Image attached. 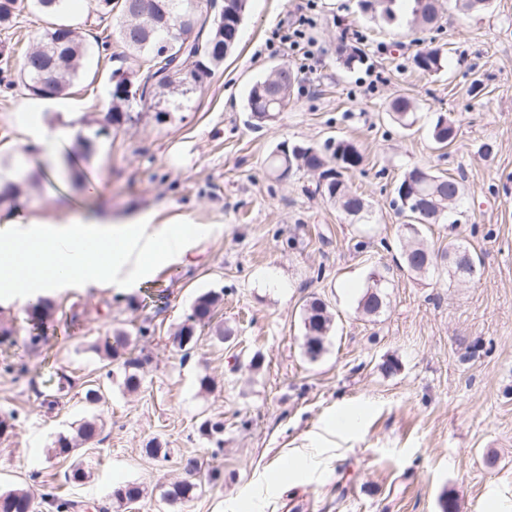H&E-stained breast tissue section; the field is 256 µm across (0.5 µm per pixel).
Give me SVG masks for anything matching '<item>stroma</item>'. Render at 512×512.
<instances>
[{"instance_id": "stroma-1", "label": "stroma", "mask_w": 512, "mask_h": 512, "mask_svg": "<svg viewBox=\"0 0 512 512\" xmlns=\"http://www.w3.org/2000/svg\"><path fill=\"white\" fill-rule=\"evenodd\" d=\"M92 7L73 0L69 20L107 47L90 48L82 77L61 98L18 83L48 18L22 0L15 25L0 31V172L27 161V180L15 203L0 204V222L111 225L147 214L223 231L139 288L50 296L38 330L30 306L0 300V418L13 426L0 437V491H28L40 512H56L53 498L73 501L72 512H238L245 496L256 512H442L448 496L457 512H512V0H493L480 15L443 0L438 28L425 32L380 25L361 0H248L238 46L201 91L163 119L153 100L130 101L134 120L102 136L112 71L140 76L146 65L114 37L115 20ZM290 29L313 41L312 55L280 41ZM356 42L366 63L349 70L340 49ZM427 46L447 53L438 74L412 67ZM283 64L296 75L290 103L252 124L250 88ZM399 95L415 105L409 131L388 114ZM441 114L458 133L438 150L429 128ZM42 126L73 130L51 163L33 144ZM329 137L364 154L348 182L369 202L370 223L316 192L313 172L267 173L278 143ZM67 162L83 184L100 181L101 193L59 179ZM414 167L464 180L458 224L428 225L423 236L431 248L458 241L479 255L467 282L449 285L443 267L420 277L400 265L393 189ZM374 272L386 279L387 305L367 318L357 306ZM209 290L220 296L214 317L183 353L175 336ZM315 298L333 326L312 361L302 315ZM119 331L131 340L127 356L144 363L133 392L121 361L95 350ZM389 358L400 364L390 375L381 369ZM96 384L106 395L91 407L85 392ZM360 408V430L328 431L332 415ZM91 413L102 422L98 435L73 456L55 455L59 435ZM207 419L223 422L219 440L200 436ZM314 440L320 463L297 466ZM156 444L166 458L148 455ZM190 461L203 474L220 467V479L203 481L192 500L166 501ZM78 462L88 475L76 483L67 475ZM125 484L140 486L141 497L117 501Z\"/></svg>"}]
</instances>
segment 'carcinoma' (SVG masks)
I'll return each instance as SVG.
<instances>
[{
	"mask_svg": "<svg viewBox=\"0 0 512 512\" xmlns=\"http://www.w3.org/2000/svg\"><path fill=\"white\" fill-rule=\"evenodd\" d=\"M190 2L195 11V26L207 30L200 38L195 30L188 28L184 37H177L178 20L176 6ZM110 7L100 17H110L118 12V38L128 50L146 57L148 68L142 81L149 85L148 96L162 99L176 90L187 95L202 90L204 78L224 62V57L238 43L246 0H224V9L213 15L202 12V0H108ZM31 6L38 12L58 19L44 32L37 48L27 53L19 71V80L32 95L42 96L38 83L42 80L51 87L50 97L67 93L83 74V59L88 45L72 25L61 21L70 9L71 0H31ZM365 10L385 25L399 20L402 0H363ZM18 0H0V29L8 30L15 24ZM410 24L426 28L439 20V0H413L410 9ZM165 49L170 53L163 56ZM445 54L438 47H424L412 56L413 67L422 74L432 75L444 68ZM295 75L283 65L277 79L268 82L263 79L250 89L247 109L256 123L272 120L288 104ZM112 105L107 114L108 123L120 125L133 120L125 109L128 97L121 90L122 82H111ZM390 111L396 121L409 127L417 121L413 102L405 96H397L390 103ZM457 135L456 124L448 117L440 116L431 126L432 140L444 148ZM364 156L352 142L327 140L321 146L305 143H281L268 157L271 171L318 170L326 175V182L317 189L333 201L346 215L366 221L371 216L368 202L353 191L345 175L362 166ZM399 211L406 214L408 224L415 231H406L402 253L406 268L417 274L428 273L434 260H448V255L459 254L466 258V272L448 274V284L462 283L471 279L481 265L479 256L460 244H452L441 251L431 249L421 236L422 228L438 224L448 213V200H459L464 194L463 184L451 176L437 175L426 169L414 167L404 173L395 186ZM418 200V208L404 207L403 198ZM219 295L213 291L201 293L193 304L190 320L202 322L211 318ZM386 307V294L382 276L370 274L365 293L358 301V309L370 317L382 313ZM331 330V317L324 303L313 300L306 304L303 314L304 348L311 360H316L324 351L325 340ZM127 336L119 333L107 337L96 346L97 351L109 359H118L126 354ZM123 386L135 391L140 386L136 373L142 365L137 359L127 358L123 362ZM99 430L98 419H85L78 424L76 436H61L54 451L59 456H68L79 445L93 439ZM198 484L184 480L167 492L170 500H188L195 496ZM39 504L32 496L20 489L0 493V512H38Z\"/></svg>",
	"mask_w": 512,
	"mask_h": 512,
	"instance_id": "1",
	"label": "carcinoma"
}]
</instances>
